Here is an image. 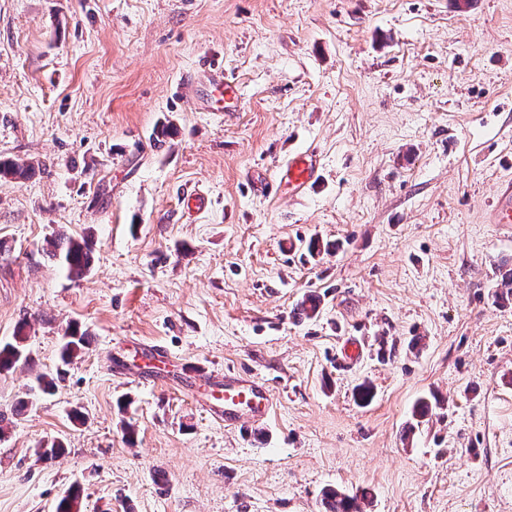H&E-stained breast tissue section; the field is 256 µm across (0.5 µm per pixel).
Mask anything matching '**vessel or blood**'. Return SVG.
<instances>
[{
	"label": "vessel or blood",
	"instance_id": "obj_1",
	"mask_svg": "<svg viewBox=\"0 0 512 512\" xmlns=\"http://www.w3.org/2000/svg\"><path fill=\"white\" fill-rule=\"evenodd\" d=\"M209 82L216 91L223 94L225 111L236 110L238 98L225 79L223 70L210 69ZM315 176L316 163L311 156L296 157L288 165V182L294 187L309 184ZM497 199L498 202L489 216L490 223L512 224L511 181L500 183ZM210 381L223 394V404L218 407L217 414L223 418L225 425L236 427L245 420L252 425H260L267 420L274 408V393L265 383L256 380L243 382L229 374L211 376Z\"/></svg>",
	"mask_w": 512,
	"mask_h": 512
}]
</instances>
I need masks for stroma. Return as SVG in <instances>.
<instances>
[{
	"label": "stroma",
	"mask_w": 512,
	"mask_h": 512,
	"mask_svg": "<svg viewBox=\"0 0 512 512\" xmlns=\"http://www.w3.org/2000/svg\"><path fill=\"white\" fill-rule=\"evenodd\" d=\"M212 65L238 111L181 95ZM0 158L40 163L0 180V344L28 354L0 372V512L74 488L79 512H320L328 486L512 512V225L484 221L512 180V0H0ZM58 234L92 236L89 274ZM71 325L91 343L65 364ZM154 345L162 378L120 373ZM184 363L258 376L273 415L225 427ZM286 175L288 184L299 189L314 180L316 176V163L311 155L296 157L288 164ZM51 246V256L59 261L68 275L82 276L91 268L94 251L91 240L84 238L79 241L59 236L51 242Z\"/></svg>",
	"instance_id": "35a3bbf8"
}]
</instances>
